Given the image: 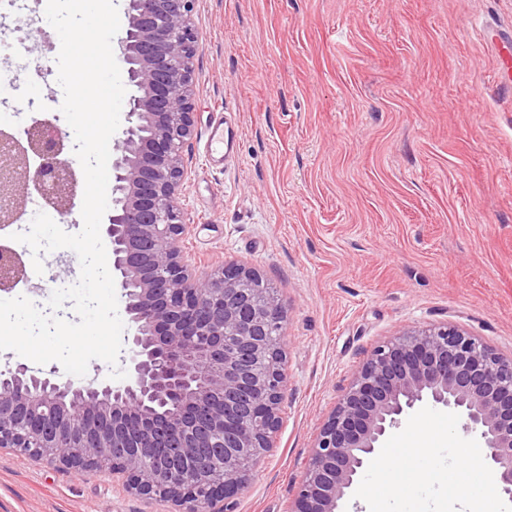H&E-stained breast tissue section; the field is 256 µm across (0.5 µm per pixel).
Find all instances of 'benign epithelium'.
I'll return each mask as SVG.
<instances>
[{
    "label": "benign epithelium",
    "instance_id": "1",
    "mask_svg": "<svg viewBox=\"0 0 512 512\" xmlns=\"http://www.w3.org/2000/svg\"><path fill=\"white\" fill-rule=\"evenodd\" d=\"M193 0H126L118 59L132 89L112 155L111 211L102 233L135 327L128 380L76 386L25 364L0 371V448L77 470L107 460L131 494L178 512H235L273 447L286 398L285 311L254 270L235 263L196 275L180 246L182 149L193 125ZM68 134L37 122L25 142L0 132V227L37 193L61 223L74 207ZM0 246V291L25 280ZM445 408L478 435L497 490L512 499V360L446 324L376 346L315 439L289 512H341L390 429L425 406ZM199 459L205 486L179 474ZM221 508H216L217 503Z\"/></svg>",
    "mask_w": 512,
    "mask_h": 512
}]
</instances>
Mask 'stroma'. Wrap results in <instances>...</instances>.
<instances>
[{
	"mask_svg": "<svg viewBox=\"0 0 512 512\" xmlns=\"http://www.w3.org/2000/svg\"><path fill=\"white\" fill-rule=\"evenodd\" d=\"M0 20L16 84L9 127L68 123L53 71L60 39ZM194 124L178 200L199 272L234 262L286 312L288 386L275 445L236 512H288L319 428L372 350L449 324L512 359V93L495 81L512 0H194ZM40 88L38 106L28 104ZM227 117L237 153L205 150ZM54 287L77 254L41 253ZM29 285L44 276L32 270ZM0 512H175L104 471L0 448Z\"/></svg>",
	"mask_w": 512,
	"mask_h": 512,
	"instance_id": "1",
	"label": "stroma"
}]
</instances>
